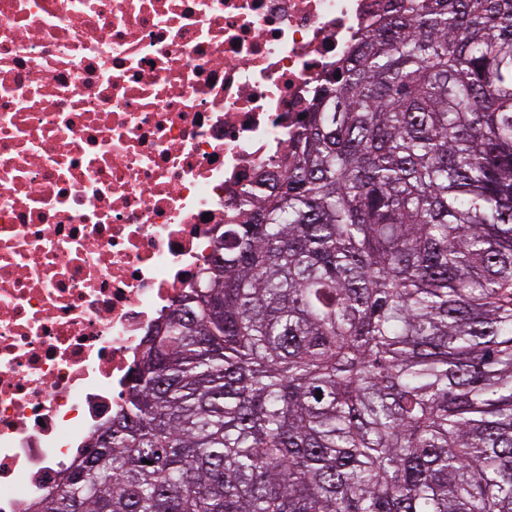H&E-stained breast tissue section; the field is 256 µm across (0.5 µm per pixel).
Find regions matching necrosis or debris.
Returning <instances> with one entry per match:
<instances>
[{
  "instance_id": "1",
  "label": "necrosis or debris",
  "mask_w": 512,
  "mask_h": 512,
  "mask_svg": "<svg viewBox=\"0 0 512 512\" xmlns=\"http://www.w3.org/2000/svg\"><path fill=\"white\" fill-rule=\"evenodd\" d=\"M384 0H0V512L88 455Z\"/></svg>"
}]
</instances>
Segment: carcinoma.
Masks as SVG:
<instances>
[{
    "mask_svg": "<svg viewBox=\"0 0 512 512\" xmlns=\"http://www.w3.org/2000/svg\"><path fill=\"white\" fill-rule=\"evenodd\" d=\"M242 205L34 512H512V0H388Z\"/></svg>",
    "mask_w": 512,
    "mask_h": 512,
    "instance_id": "cac0c4a2",
    "label": "carcinoma"
}]
</instances>
